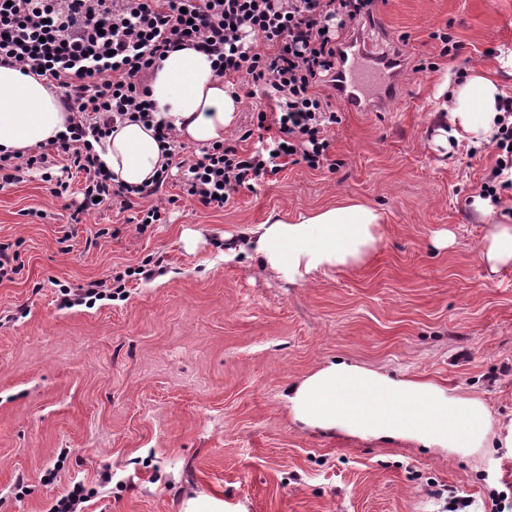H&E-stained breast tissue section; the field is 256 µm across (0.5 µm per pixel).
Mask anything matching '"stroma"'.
I'll use <instances>...</instances> for the list:
<instances>
[{
	"instance_id": "1",
	"label": "stroma",
	"mask_w": 512,
	"mask_h": 512,
	"mask_svg": "<svg viewBox=\"0 0 512 512\" xmlns=\"http://www.w3.org/2000/svg\"><path fill=\"white\" fill-rule=\"evenodd\" d=\"M407 58L385 112H341L330 163L289 164L221 211L170 169L162 223L58 199L40 171L0 190V243L23 268L0 283V512H49L72 489L84 512H180L197 491L230 512H444L430 485L482 512L512 485V447L453 452L379 446L303 430L283 394L332 359L430 380L485 401L493 434L512 422V265L490 271L473 199L497 158L469 136L437 141L439 86L492 73L512 97V0H377L371 20ZM454 36L441 56L433 32ZM381 209L371 260L293 283L228 248L269 218L343 199ZM155 262L119 296L62 307L66 291Z\"/></svg>"
}]
</instances>
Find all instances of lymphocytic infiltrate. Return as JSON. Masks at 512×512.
Returning a JSON list of instances; mask_svg holds the SVG:
<instances>
[{"mask_svg":"<svg viewBox=\"0 0 512 512\" xmlns=\"http://www.w3.org/2000/svg\"><path fill=\"white\" fill-rule=\"evenodd\" d=\"M374 0H0V63L42 74L70 114L67 134L50 147L0 154V189L44 170L61 198L70 184L54 180L59 158L85 175L83 207L159 193L168 176L129 188L113 183L93 149L117 119L152 120L147 80L181 45L213 56L227 83L256 88L264 100L257 127L265 142L246 152L225 142L182 161L183 189L220 210L234 194L276 176L289 160L316 169L327 160V129L338 122L317 86L335 74L341 41L371 16Z\"/></svg>","mask_w":512,"mask_h":512,"instance_id":"obj_1","label":"lymphocytic infiltrate"}]
</instances>
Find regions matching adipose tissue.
<instances>
[{"label": "adipose tissue", "instance_id": "ef3b65f1", "mask_svg": "<svg viewBox=\"0 0 512 512\" xmlns=\"http://www.w3.org/2000/svg\"><path fill=\"white\" fill-rule=\"evenodd\" d=\"M149 97L156 120L175 129L178 142L208 147L223 142L234 128L240 101L215 73L206 54L186 47L169 52L150 76ZM449 118L440 141L471 135L491 137L499 116L494 78L477 76L457 91L438 90ZM69 114L44 80L0 64V152H25L52 143L65 132ZM98 155L115 180L141 187L166 164L153 129L124 121ZM480 217L512 211V200L476 198ZM383 215L350 201L287 222L257 225L249 240L263 267L287 272L289 280L312 272L363 264L376 250ZM481 257L491 268L512 263V225L487 227ZM284 399L295 421L329 436H345L380 445L411 443L420 448L455 450L485 447L493 426L487 404L434 382L397 378L359 364L328 362L291 385Z\"/></svg>", "mask_w": 512, "mask_h": 512}]
</instances>
